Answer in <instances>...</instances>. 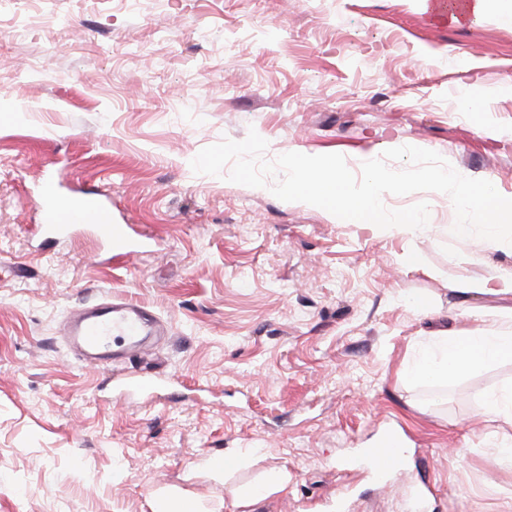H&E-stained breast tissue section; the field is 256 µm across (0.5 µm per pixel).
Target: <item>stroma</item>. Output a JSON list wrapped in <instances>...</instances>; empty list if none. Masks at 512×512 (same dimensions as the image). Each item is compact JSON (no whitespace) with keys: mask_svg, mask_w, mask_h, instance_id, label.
I'll use <instances>...</instances> for the list:
<instances>
[{"mask_svg":"<svg viewBox=\"0 0 512 512\" xmlns=\"http://www.w3.org/2000/svg\"><path fill=\"white\" fill-rule=\"evenodd\" d=\"M56 22L0 9V512H151L163 491L224 512L274 472L255 512H512V467L483 395L512 361L410 385L442 333L512 315L494 284L512 257L463 241L439 192L429 230L385 232L269 188L194 174L249 130L287 152L343 155L353 172L400 146L443 156L512 195V23L431 18L427 0H52ZM482 91L476 108L462 96ZM98 189L143 244L113 250L92 224L49 239L39 184ZM421 267L407 265L412 251ZM124 297L165 327L150 356L79 362L63 336L78 305ZM432 303L416 311L413 297ZM181 384L119 395L116 374ZM394 435L403 468L374 482L360 449ZM235 454L231 471L206 467ZM287 481L288 477L285 474L273 476L268 482L252 489L245 496L234 497L232 508L239 507L241 505H254L260 499L266 497L270 493L282 490L285 487Z\"/></svg>","mask_w":512,"mask_h":512,"instance_id":"stroma-1","label":"stroma"}]
</instances>
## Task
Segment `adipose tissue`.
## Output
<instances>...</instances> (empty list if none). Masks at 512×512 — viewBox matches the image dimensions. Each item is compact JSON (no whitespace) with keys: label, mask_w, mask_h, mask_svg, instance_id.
Listing matches in <instances>:
<instances>
[{"label":"adipose tissue","mask_w":512,"mask_h":512,"mask_svg":"<svg viewBox=\"0 0 512 512\" xmlns=\"http://www.w3.org/2000/svg\"><path fill=\"white\" fill-rule=\"evenodd\" d=\"M512 360V324L434 337L415 354L406 377L435 384L479 367Z\"/></svg>","instance_id":"1"}]
</instances>
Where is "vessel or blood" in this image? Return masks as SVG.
I'll list each match as a JSON object with an SVG mask.
<instances>
[{"instance_id": "obj_1", "label": "vessel or blood", "mask_w": 512, "mask_h": 512, "mask_svg": "<svg viewBox=\"0 0 512 512\" xmlns=\"http://www.w3.org/2000/svg\"><path fill=\"white\" fill-rule=\"evenodd\" d=\"M41 229L58 235L73 224H96L125 253L133 247L126 239L123 226L111 223L108 211L96 192L86 193L80 200L62 199L53 179H46L39 189ZM157 319L143 306L122 301L93 304L82 309L69 329L71 343L83 354L86 363L112 366L124 361L127 355H139L154 344ZM172 378L147 375H123L119 387L125 391L153 393L170 387Z\"/></svg>"}]
</instances>
